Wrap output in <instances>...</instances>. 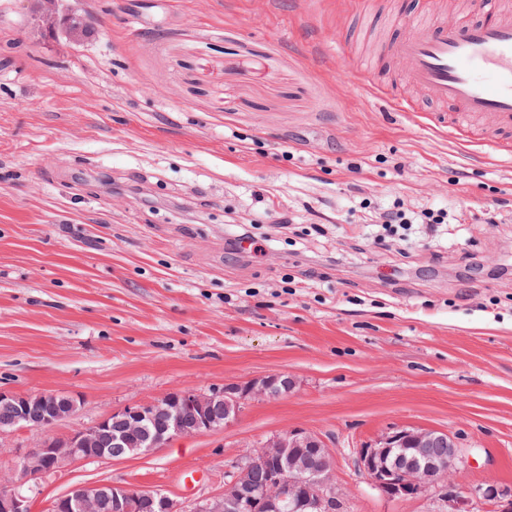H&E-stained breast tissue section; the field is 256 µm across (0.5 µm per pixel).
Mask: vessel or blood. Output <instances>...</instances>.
Returning <instances> with one entry per match:
<instances>
[{
	"instance_id": "1",
	"label": "vessel or blood",
	"mask_w": 512,
	"mask_h": 512,
	"mask_svg": "<svg viewBox=\"0 0 512 512\" xmlns=\"http://www.w3.org/2000/svg\"><path fill=\"white\" fill-rule=\"evenodd\" d=\"M482 21L437 23L419 34L389 40L386 54L402 60L411 83L432 100L452 106L436 113L435 128L450 138L492 146L512 155V18L497 0H483ZM492 116L500 135L490 137L469 124L472 116Z\"/></svg>"
}]
</instances>
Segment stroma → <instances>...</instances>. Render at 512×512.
I'll list each match as a JSON object with an SVG mask.
<instances>
[{"mask_svg":"<svg viewBox=\"0 0 512 512\" xmlns=\"http://www.w3.org/2000/svg\"><path fill=\"white\" fill-rule=\"evenodd\" d=\"M94 35L47 34L0 0V389L81 399L15 452L169 392L276 373L288 396L231 426L27 481L32 512L78 484L159 489L185 508L266 436L320 435L348 512L384 498L357 450L389 427L476 447L452 482L512 486V156L448 139L379 48L456 0H85ZM460 215L445 247L372 243L359 195ZM497 207L498 221L484 218ZM261 253H234L235 224Z\"/></svg>","mask_w":512,"mask_h":512,"instance_id":"1","label":"stroma"}]
</instances>
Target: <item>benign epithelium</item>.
<instances>
[{"label": "benign epithelium", "mask_w": 512, "mask_h": 512, "mask_svg": "<svg viewBox=\"0 0 512 512\" xmlns=\"http://www.w3.org/2000/svg\"><path fill=\"white\" fill-rule=\"evenodd\" d=\"M295 381L286 374H271L245 382H231L207 392L180 389L164 398L130 404L108 414L90 427L66 437H47L37 447L17 456L25 480L39 478L65 465L89 460L120 459L104 448H156L179 436L202 434L232 425L244 405L258 399L288 395ZM80 405L72 395L52 392L15 393L0 390V406L9 412L0 433L16 427L48 429L71 416ZM146 419L161 422L157 432L133 438ZM259 454H248L231 472L218 498L199 501L190 512H334L342 496L333 479L335 459L326 443L305 429L275 433L258 443ZM435 448L448 449L440 459ZM266 466V481L255 485L247 474L258 463ZM470 463L459 439L439 429L393 426L358 451V467L369 484L391 500L413 501L429 495L431 512H477L482 500L498 503V512H512V489L486 483L464 494L453 491V472ZM183 512L160 490H134L102 483L77 485L50 505L51 512ZM0 512H31L28 496L11 486L0 489Z\"/></svg>", "instance_id": "1"}]
</instances>
